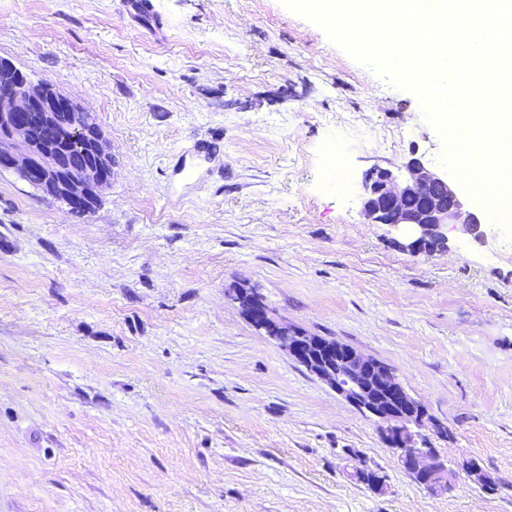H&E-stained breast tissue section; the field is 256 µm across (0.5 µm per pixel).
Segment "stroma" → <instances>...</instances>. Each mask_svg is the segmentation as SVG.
<instances>
[{"label":"stroma","mask_w":512,"mask_h":512,"mask_svg":"<svg viewBox=\"0 0 512 512\" xmlns=\"http://www.w3.org/2000/svg\"><path fill=\"white\" fill-rule=\"evenodd\" d=\"M0 0V59L97 119L93 211L0 172V512H512V253L410 254L366 170L446 171L414 92L281 0ZM391 366L450 468L432 493L381 422L227 293ZM381 471L384 493L357 480Z\"/></svg>","instance_id":"35a3bbf8"}]
</instances>
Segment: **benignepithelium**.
<instances>
[{
	"label": "benign epithelium",
	"instance_id": "benign-epithelium-1",
	"mask_svg": "<svg viewBox=\"0 0 512 512\" xmlns=\"http://www.w3.org/2000/svg\"><path fill=\"white\" fill-rule=\"evenodd\" d=\"M61 112L71 113L60 147L33 141L37 124L52 125ZM76 144L86 163L78 172L66 140ZM0 171L11 172L44 194L63 201L70 210H86L100 198L112 180V159L91 113L45 81L28 76L0 85ZM361 208L372 224H386L406 234L411 253L444 248L448 225L460 224L474 238L481 236V221L448 182L420 158L410 159L404 171L378 165L362 182ZM230 299L247 319L282 350L325 382L337 395L364 413L388 424L387 442L402 468L420 477L431 489H453L456 472L434 448L415 445L413 429L421 426L424 408L398 382L393 368L336 340L312 336L278 320L234 289Z\"/></svg>",
	"mask_w": 512,
	"mask_h": 512
}]
</instances>
